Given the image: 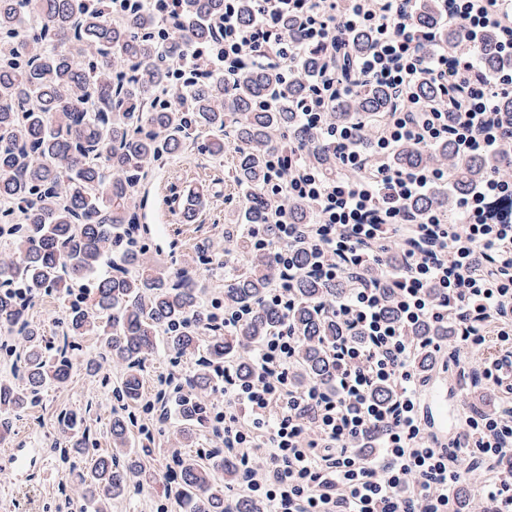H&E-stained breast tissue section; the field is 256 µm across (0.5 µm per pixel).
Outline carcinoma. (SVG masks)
<instances>
[{
    "mask_svg": "<svg viewBox=\"0 0 512 512\" xmlns=\"http://www.w3.org/2000/svg\"><path fill=\"white\" fill-rule=\"evenodd\" d=\"M224 11V0H181L182 31L163 41L157 19L129 9L112 20V0H0V236L21 251L17 260L0 258V330L22 337L23 385L0 379V441L11 433L12 418L38 402L42 389L62 387L70 379L68 350L73 339L95 336L104 355L123 368L116 388L123 412L112 416V454L89 453L93 444L85 419L74 411L61 415L59 425L66 452L86 460L81 483L96 512L125 494L142 474L145 461L132 448V414L142 400V372L164 340L177 357L202 350L206 365L229 364L241 377L250 363L241 350L256 346L286 322L299 337L293 379L298 385L314 379L329 385L334 366L328 346L348 334L345 325L328 316L321 305L344 293L349 278L326 284L315 277L295 283V307L288 314L261 304L277 270L272 257H257L250 242L227 232L235 260L224 273V305L254 306L253 317L229 330L209 316L199 285L209 278L220 257L200 252L194 271L145 263V248L137 236L142 224L137 194L153 168L166 164L189 143L202 139L204 149L224 154V127L234 128L238 160L231 179L247 192L244 219L265 223V199L260 193L267 161L287 143L304 147L302 159L327 175L335 161L317 136L300 128L291 111L321 68L317 51L300 59L298 79L279 83L274 68H245L224 84L217 73L186 90L176 86L169 62L185 55L192 44L212 36L211 20ZM418 21L436 29L442 43L457 31L439 23L438 0H420ZM496 35L483 40L482 61L499 67ZM281 91L282 106L265 112L258 101L271 90ZM391 105L389 93L366 86L352 98L336 101L331 121L372 124ZM446 161L453 175V192H435L414 208L454 209L458 197L491 171L512 174L507 157H458L451 142L433 148L406 146L398 151V166H426ZM288 217L295 224L312 222L310 208L294 201ZM70 302L63 323L62 344L54 346L30 322L27 310L48 293L67 297L84 286ZM410 335L417 341L452 342L453 325L424 323ZM179 385L170 402L188 434L202 425L207 413L201 394L212 388L210 372L202 370ZM177 495L182 512H262L259 502L241 497L227 500L224 483L238 481L239 465L232 456L214 450L207 462L181 460ZM224 475V481L216 479Z\"/></svg>",
    "mask_w": 512,
    "mask_h": 512,
    "instance_id": "1",
    "label": "carcinoma"
}]
</instances>
